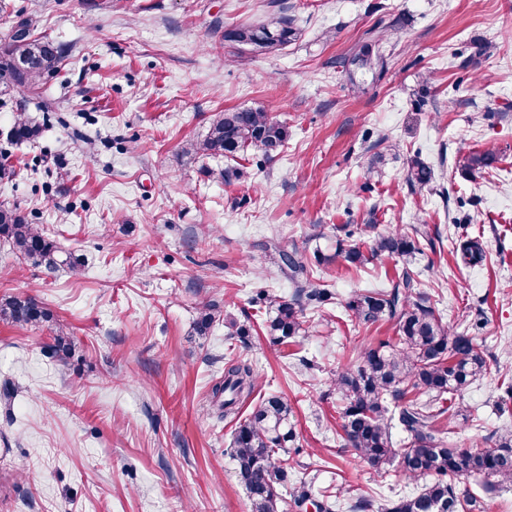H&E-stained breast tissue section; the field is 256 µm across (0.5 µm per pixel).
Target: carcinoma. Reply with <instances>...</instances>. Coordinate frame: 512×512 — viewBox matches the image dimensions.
<instances>
[{
	"mask_svg": "<svg viewBox=\"0 0 512 512\" xmlns=\"http://www.w3.org/2000/svg\"><path fill=\"white\" fill-rule=\"evenodd\" d=\"M290 19L272 16L239 25L224 38L256 54H269L296 40ZM63 50L45 37L31 33V21L22 18L17 28L0 41V97L29 94L57 71ZM348 83L361 90L367 80L384 71L380 40L370 39L338 61ZM41 127L19 114L9 130L16 143L39 138ZM289 137L288 127L268 113L253 109L224 111L210 123L204 139L190 144L188 152L233 159L250 150L271 160L282 152ZM491 152H471L464 169L469 174L493 167ZM433 168L416 156L408 163L406 181L417 190L430 185ZM375 225L359 231L347 230L336 241V255L354 267L388 255L410 263L419 252L417 241L399 233H376ZM0 240L18 254L48 271L62 265L79 269L80 261L63 254L57 241L28 221L19 207L0 205ZM461 260L469 266L483 261L484 249L476 238L459 243ZM280 270L294 286L286 300L267 290L259 293L266 308V336L285 343L303 330V314L310 305L329 301L331 293L311 280L306 264L294 251L277 250ZM354 319L365 326L392 320L396 336L361 347L353 361L336 371L333 385L340 399L342 438L363 462L379 476L397 466L402 476L422 485L411 496L383 504V512H476L478 497L458 484L476 477L487 491L512 486V430L499 434L495 446L457 448L436 434V425L450 411L448 398L484 376L488 366L484 351L474 338L452 334L431 297L416 289L410 272L387 289L352 295L345 303ZM0 319L18 326L54 321V314L32 296L14 295L0 300ZM220 321L213 304L199 309L195 333L205 337ZM55 353L68 357L75 351V337L58 328L52 337ZM258 378L250 360L229 358L224 362V379L212 387L219 399L218 418L236 421L232 435V457L240 483L251 504V512H283V505L306 512H333L335 503L327 492L314 490L305 481L288 482V445L295 440L293 412L288 402L274 394L262 399L246 417L241 409L255 393ZM403 434L393 441L392 429Z\"/></svg>",
	"mask_w": 512,
	"mask_h": 512,
	"instance_id": "obj_1",
	"label": "carcinoma"
}]
</instances>
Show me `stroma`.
Returning <instances> with one entry per match:
<instances>
[{"label":"stroma","mask_w":512,"mask_h":512,"mask_svg":"<svg viewBox=\"0 0 512 512\" xmlns=\"http://www.w3.org/2000/svg\"><path fill=\"white\" fill-rule=\"evenodd\" d=\"M273 14L294 21L287 47L258 55L225 41ZM22 16L65 57L38 93L0 105V163L14 171L0 205L81 266L50 272L0 242V297H35L77 339L63 359L49 349L56 325L0 321V512H250L234 426L210 404L239 355L293 408L291 480L348 485L378 505L414 491L344 447L331 386L356 349L396 334L391 321L358 324L347 299L406 266L451 332L485 351L454 443L486 447L512 429V0H0V38ZM375 36L386 70L358 92L337 62ZM476 43L489 54L471 56ZM240 108L287 124L273 161L185 153L218 111ZM20 113L44 124L36 142L8 141ZM484 150L496 168L465 174L463 157ZM416 154L434 170L421 191L406 181ZM345 224L420 231V251L408 265L385 255L349 268L334 255ZM468 237L481 265L460 260ZM280 248L297 249L332 297L273 344L255 297L291 298ZM318 249L330 263L316 264ZM206 302L250 336L220 322L196 336Z\"/></svg>","instance_id":"1"}]
</instances>
